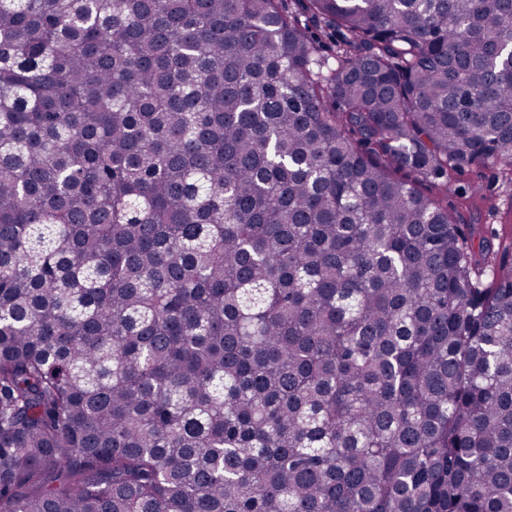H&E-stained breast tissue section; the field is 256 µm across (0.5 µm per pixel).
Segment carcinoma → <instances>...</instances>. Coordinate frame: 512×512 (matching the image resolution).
Listing matches in <instances>:
<instances>
[{
  "mask_svg": "<svg viewBox=\"0 0 512 512\" xmlns=\"http://www.w3.org/2000/svg\"><path fill=\"white\" fill-rule=\"evenodd\" d=\"M298 2L0 0V512H512V0ZM301 19L303 23H306V32L316 42L321 54L327 58L330 57L336 42L341 38L340 33L328 27L323 20L305 21V17ZM480 185L482 190L471 191ZM466 192L461 199L457 192ZM448 206L453 208L459 224L467 232L469 228L489 227L496 233L498 243L508 245L512 240V185L499 174L496 165L480 169L466 168L452 175L448 190Z\"/></svg>",
  "mask_w": 512,
  "mask_h": 512,
  "instance_id": "cac0c4a2",
  "label": "carcinoma"
}]
</instances>
